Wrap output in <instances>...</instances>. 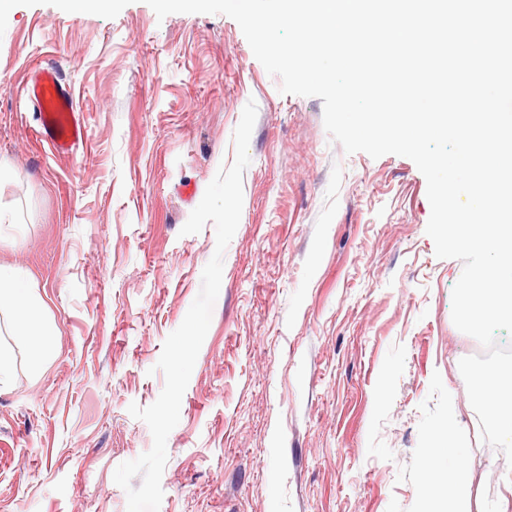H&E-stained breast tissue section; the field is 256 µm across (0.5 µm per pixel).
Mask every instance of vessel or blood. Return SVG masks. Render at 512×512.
<instances>
[{
  "label": "vessel or blood",
  "instance_id": "vessel-or-blood-1",
  "mask_svg": "<svg viewBox=\"0 0 512 512\" xmlns=\"http://www.w3.org/2000/svg\"><path fill=\"white\" fill-rule=\"evenodd\" d=\"M24 91L38 114L41 140L58 155L75 154L88 135L86 120L58 70L51 66L33 70Z\"/></svg>",
  "mask_w": 512,
  "mask_h": 512
}]
</instances>
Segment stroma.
<instances>
[{
    "label": "stroma",
    "instance_id": "stroma-1",
    "mask_svg": "<svg viewBox=\"0 0 512 512\" xmlns=\"http://www.w3.org/2000/svg\"><path fill=\"white\" fill-rule=\"evenodd\" d=\"M53 65L86 113L75 157L36 141L21 88ZM221 14L145 0L76 12L15 0L0 18V263L27 271L60 336L0 393V512H127L113 475L148 451L146 407L216 248L181 235L257 104L239 226L167 439L159 512H421L460 468L468 512H512V466L484 442L452 321L463 264L435 254L415 163L345 153L323 101L287 95ZM192 185L185 195L183 185ZM456 410L454 456L427 461Z\"/></svg>",
    "mask_w": 512,
    "mask_h": 512
}]
</instances>
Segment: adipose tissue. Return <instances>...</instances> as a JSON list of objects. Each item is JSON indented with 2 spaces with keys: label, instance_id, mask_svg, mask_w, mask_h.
I'll use <instances>...</instances> for the list:
<instances>
[{
  "label": "adipose tissue",
  "instance_id": "ef3b65f1",
  "mask_svg": "<svg viewBox=\"0 0 512 512\" xmlns=\"http://www.w3.org/2000/svg\"><path fill=\"white\" fill-rule=\"evenodd\" d=\"M0 315L9 318L14 347L0 344V391L11 386L16 349H23L33 373H40L56 351L57 328L43 312L40 296L28 274L14 266L0 264ZM465 477L449 471L447 477L429 483L423 493V512H465Z\"/></svg>",
  "mask_w": 512,
  "mask_h": 512
}]
</instances>
